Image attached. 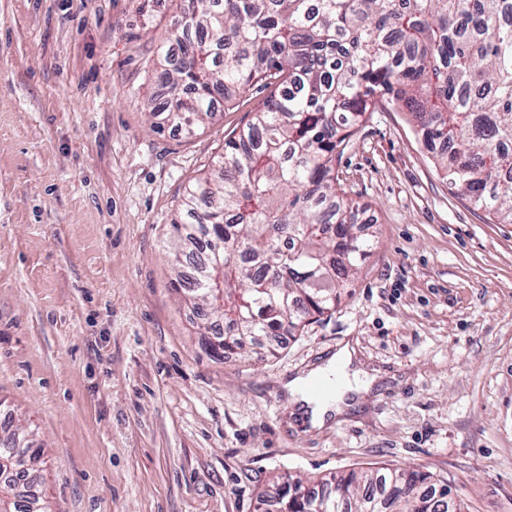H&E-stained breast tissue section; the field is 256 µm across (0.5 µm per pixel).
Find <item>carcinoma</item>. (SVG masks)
Masks as SVG:
<instances>
[{
    "label": "carcinoma",
    "instance_id": "carcinoma-1",
    "mask_svg": "<svg viewBox=\"0 0 512 512\" xmlns=\"http://www.w3.org/2000/svg\"><path fill=\"white\" fill-rule=\"evenodd\" d=\"M180 2L156 70L167 120L192 134L219 102L269 91L224 141L218 179L189 185L172 224L193 246L173 287L224 322L213 352L230 360L246 338L292 335L339 304L370 240L354 232L363 208L336 158L374 112L409 113L448 183L512 224V0ZM41 453L0 434L14 475L0 481L3 512H51L25 467ZM428 479L387 467L290 476L266 497L277 512H448V488L420 491Z\"/></svg>",
    "mask_w": 512,
    "mask_h": 512
}]
</instances>
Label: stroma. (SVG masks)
I'll list each match as a JSON object with an SVG mask.
<instances>
[{
	"mask_svg": "<svg viewBox=\"0 0 512 512\" xmlns=\"http://www.w3.org/2000/svg\"><path fill=\"white\" fill-rule=\"evenodd\" d=\"M179 0H0V425L32 432L53 512H267L270 479L420 470L512 512V224L452 188L405 112L336 172L372 246L335 311L224 360L169 242L185 188L266 96L197 135L149 113ZM347 342L374 376L322 428L286 384Z\"/></svg>",
	"mask_w": 512,
	"mask_h": 512,
	"instance_id": "obj_1",
	"label": "stroma"
}]
</instances>
